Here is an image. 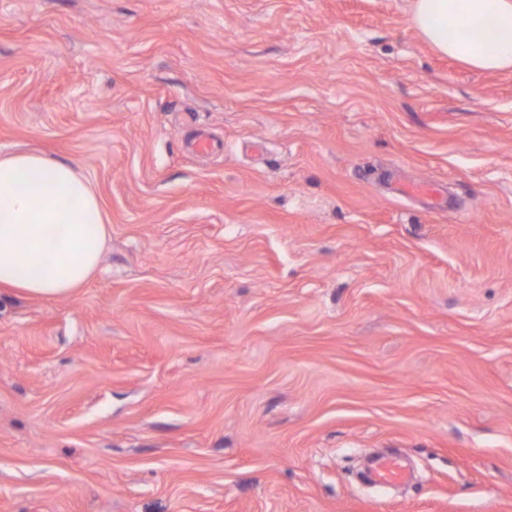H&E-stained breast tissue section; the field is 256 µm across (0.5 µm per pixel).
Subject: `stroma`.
Wrapping results in <instances>:
<instances>
[{"label": "stroma", "mask_w": 512, "mask_h": 512, "mask_svg": "<svg viewBox=\"0 0 512 512\" xmlns=\"http://www.w3.org/2000/svg\"><path fill=\"white\" fill-rule=\"evenodd\" d=\"M20 151L111 232L0 288V512H512V71L409 0H0ZM371 473L375 481L382 485L394 484L407 479V473L397 457L374 461Z\"/></svg>", "instance_id": "stroma-1"}]
</instances>
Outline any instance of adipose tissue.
Segmentation results:
<instances>
[{"label":"adipose tissue","mask_w":512,"mask_h":512,"mask_svg":"<svg viewBox=\"0 0 512 512\" xmlns=\"http://www.w3.org/2000/svg\"><path fill=\"white\" fill-rule=\"evenodd\" d=\"M410 23L437 52L512 71V0H411ZM109 234L90 182L36 152L0 156V288L58 297L83 287Z\"/></svg>","instance_id":"1"}]
</instances>
